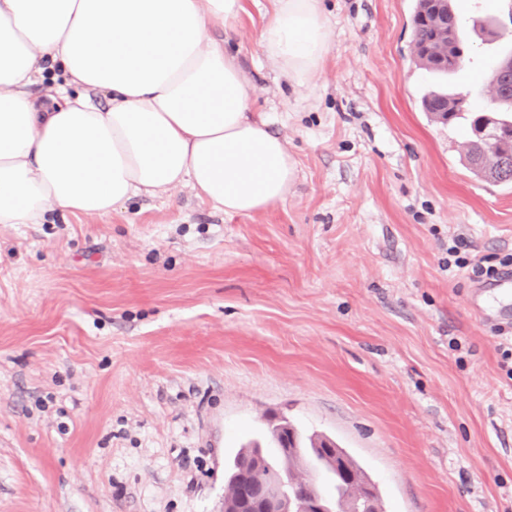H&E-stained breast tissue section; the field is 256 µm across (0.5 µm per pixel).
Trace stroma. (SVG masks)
Masks as SVG:
<instances>
[{"label": "stroma", "instance_id": "obj_1", "mask_svg": "<svg viewBox=\"0 0 512 512\" xmlns=\"http://www.w3.org/2000/svg\"><path fill=\"white\" fill-rule=\"evenodd\" d=\"M416 0H320L316 79L277 75L269 0L224 32L297 164L251 215L187 189L104 217L0 225V512H224V463L288 418L328 436L385 512H512L501 310L448 239L512 251V184L475 177L433 88L492 106L512 6L455 0V80L411 56Z\"/></svg>", "mask_w": 512, "mask_h": 512}]
</instances>
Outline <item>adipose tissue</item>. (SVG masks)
Segmentation results:
<instances>
[{"label": "adipose tissue", "instance_id": "adipose-tissue-1", "mask_svg": "<svg viewBox=\"0 0 512 512\" xmlns=\"http://www.w3.org/2000/svg\"><path fill=\"white\" fill-rule=\"evenodd\" d=\"M260 32L280 76L328 52L320 0H270ZM245 0H0V225L107 216L186 186L238 215L287 199L296 163L250 106L215 28ZM49 83L50 103L28 89Z\"/></svg>", "mask_w": 512, "mask_h": 512}]
</instances>
